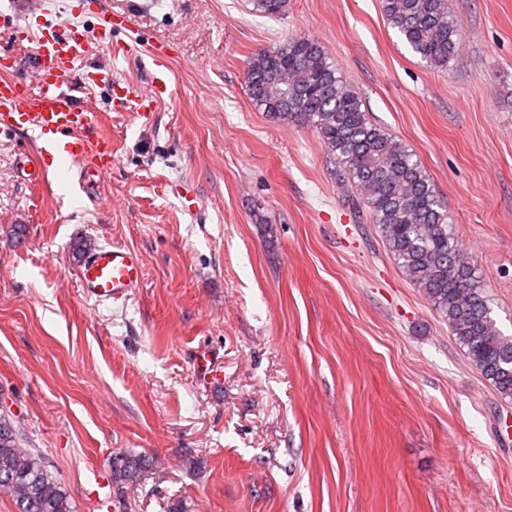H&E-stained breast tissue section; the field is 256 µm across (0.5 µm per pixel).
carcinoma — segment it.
<instances>
[{
  "label": "carcinoma",
  "instance_id": "1",
  "mask_svg": "<svg viewBox=\"0 0 512 512\" xmlns=\"http://www.w3.org/2000/svg\"><path fill=\"white\" fill-rule=\"evenodd\" d=\"M248 2L263 17L288 9V0ZM381 7L422 62L448 67L462 37L448 0H381ZM246 87L255 107L272 119L319 134L329 158L341 165V187L355 188L406 277L448 322L470 363L512 401V335L498 327L482 275L461 248L447 206L415 154L370 121L357 92L314 39L293 35L253 54ZM21 441L20 428L1 413L0 495L18 512H74L43 456ZM153 465L144 455L119 451L110 463L112 483L120 491L136 485Z\"/></svg>",
  "mask_w": 512,
  "mask_h": 512
}]
</instances>
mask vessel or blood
I'll use <instances>...</instances> for the list:
<instances>
[{"mask_svg":"<svg viewBox=\"0 0 512 512\" xmlns=\"http://www.w3.org/2000/svg\"><path fill=\"white\" fill-rule=\"evenodd\" d=\"M44 0H11L0 11V27L7 28L12 43L0 46V135L19 130L37 132L41 138L39 156L21 154L19 164L30 181H40L43 159H67L79 180L90 184L107 176L112 168V141L94 135L97 115L69 99L65 80L88 54L91 41L111 44L114 31L127 29L128 20L117 12H98L93 27L44 21ZM29 46L31 68L38 83L15 75L16 47ZM150 57L155 77L150 89H126L121 105L136 117L150 110L153 92L167 87L165 68L168 48L153 46ZM144 276L140 254L125 246H103L88 251L77 268L83 294L98 303L127 299L139 288Z\"/></svg>","mask_w":512,"mask_h":512,"instance_id":"b4317fda","label":"vessel or blood"}]
</instances>
